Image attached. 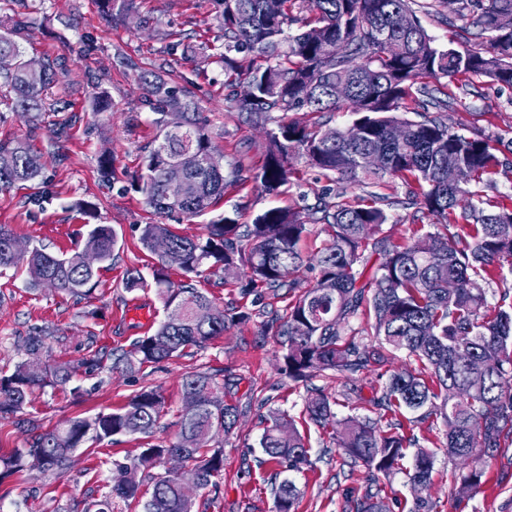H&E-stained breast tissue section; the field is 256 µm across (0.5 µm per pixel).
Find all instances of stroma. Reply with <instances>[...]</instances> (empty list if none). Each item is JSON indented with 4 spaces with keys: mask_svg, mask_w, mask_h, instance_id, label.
<instances>
[{
    "mask_svg": "<svg viewBox=\"0 0 512 512\" xmlns=\"http://www.w3.org/2000/svg\"><path fill=\"white\" fill-rule=\"evenodd\" d=\"M136 6V15L117 22L101 0H0V23L21 18L30 27L24 44L27 56L61 57L69 69L68 84L52 93L57 111L38 118L30 112H8L0 118V140L30 138L32 125L40 124V135L33 141L46 161L38 185L0 191V225H8L23 245L55 254L82 243L94 224L110 225L116 236L112 261L100 265L98 286L86 299L69 298L48 287L29 289L24 267L0 270V374L12 373L27 361L24 341L41 329L56 337L51 351L37 357L43 365H77L95 352L117 351L153 333L167 316L156 290L125 287L128 272L151 277L159 260L141 243L144 225L168 224L177 233L199 236L212 215L235 210L240 223L249 224L272 207L304 212L336 187L333 176L295 158L287 185L276 195L249 181L228 189L209 215L159 214L147 206L132 187L145 172L142 158L157 136L141 71L168 73L190 91L208 119L212 148L225 165L258 170L267 138L262 128L240 120L232 90L224 85L223 64L200 59L203 49L222 42L216 0H136ZM450 89L455 100L441 114L448 125L475 124L512 137V88L475 78L451 84ZM102 90L111 107L97 115L92 100ZM106 157L112 163L105 174L101 162ZM385 192L397 205L393 222L382 226L379 239L389 246L425 242L430 219L401 207L406 193L401 180H390ZM296 278L295 289H279L257 307L238 284L225 281L223 273L203 272L194 279L196 287L218 306L249 312V321L228 326L223 336L204 347L133 373H82L71 383L35 391L22 412L0 422V454L28 447L36 435L67 419L117 410L143 389L160 391L165 407L153 434L78 449L64 476L31 470L1 479L0 512H72L75 506L100 499L109 490L113 460L174 440L183 409L182 379L194 372L223 376L217 396L240 411L234 435L223 441L224 470L218 486L198 491L195 512H274L271 484L276 469L258 462L264 419L274 409L294 420L308 449V465L290 475L300 491L296 512H345L347 500L362 495L372 479L383 487L389 512H412L420 498L432 502L434 512H512V445L479 448L468 460L452 461L441 446L442 420L413 422L373 404L387 375L417 369V361L406 351L385 348L383 364L346 378L327 372L305 383L280 374L287 339L276 335L271 323L286 315L297 294L316 283L310 270ZM312 386L324 389L337 419L370 418L384 430L396 424L401 433L414 437L416 445L406 454L414 456L419 448L433 454L430 484L416 490L405 474L372 477L365 467L351 465L333 440L332 428L319 427L307 416ZM475 466L484 471L480 487L470 496H459L461 474Z\"/></svg>",
    "mask_w": 512,
    "mask_h": 512,
    "instance_id": "obj_1",
    "label": "stroma"
}]
</instances>
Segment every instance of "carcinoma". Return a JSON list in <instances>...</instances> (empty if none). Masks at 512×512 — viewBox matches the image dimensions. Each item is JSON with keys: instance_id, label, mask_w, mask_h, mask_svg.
<instances>
[{"instance_id": "cac0c4a2", "label": "carcinoma", "mask_w": 512, "mask_h": 512, "mask_svg": "<svg viewBox=\"0 0 512 512\" xmlns=\"http://www.w3.org/2000/svg\"><path fill=\"white\" fill-rule=\"evenodd\" d=\"M224 41L205 58H218L228 72L227 85L250 87L242 97L234 93L239 116L248 124L268 128L265 161L246 175L239 167L229 172L209 169L204 158L212 152L207 120L190 93L155 73L143 76L148 103L159 128L154 146L145 156L148 174L136 186L148 205L160 214L178 212L188 216L207 213L228 188L248 180L273 194L288 180L293 157L319 170L332 173L346 184L368 188L385 179L409 178L417 188L406 192L402 206L425 209L436 223L450 229L445 235L428 236L431 251L417 244L384 249L383 260L369 280L359 266L370 234L388 223L386 207L393 201L371 193L351 198L345 192L336 201L315 208L313 221L331 228L329 241L314 257L305 258L298 245L307 231L297 212L274 207L256 216L253 223L238 224L235 214L224 215L207 225L204 237L176 234L166 224H146L142 243L150 248L155 237L168 238L170 253L159 258L152 282L138 272L129 273L125 288L150 284L156 288L168 311L166 320L150 335L136 340L115 358L113 368L134 371L146 363H159L181 354L188 347H201L224 335L230 323H244L247 312L230 314L216 306L190 282H173L168 270L176 266L187 274L200 275L210 268L235 278L240 266L249 269L242 293L260 304L266 291H275L296 281L292 274L306 267L317 271L316 284L304 291L288 308L276 333L288 337L281 372L307 381L321 372L355 374L370 362L384 360L382 346L405 350L416 357L423 370L393 372L374 404L394 413L422 412L439 417L446 426L445 448L450 459L472 456L476 448H499L512 441V303L489 317L484 285L499 281L503 297L512 285L502 276L504 265L512 267V207L492 205L483 188L500 172L512 170V139L483 127L450 128L438 113L448 109V100L436 96L440 89L427 83L446 79L487 77L512 87V32L497 27V17L512 12V0H436L448 18L474 17L479 34L487 36L478 48L460 50L440 45L417 17L416 0H216ZM112 18L124 21L134 10V0H107ZM311 11L307 20L293 10ZM26 24L17 20L0 32V54L12 57V66L0 71V97L20 112H44L48 91L68 76L64 59H44V68L34 74L19 40L26 38ZM404 44L399 55L388 53L386 42ZM250 58L242 67L237 56ZM338 80L349 84L352 101L348 111L356 115L358 140L347 128L336 129V140L325 142L321 128H308L286 119L289 112L328 113L345 108L336 101L331 86ZM415 103L407 107V101ZM437 115H430V109ZM413 110L420 119L404 112ZM181 112L183 127H167L169 112ZM370 152L381 155L383 166L372 170L364 164ZM183 165L187 181L183 191L171 196L163 182L164 169ZM43 156L24 142L0 140V190L19 183H36L42 176ZM16 236L0 225V269L27 265L28 284L37 290L46 278L58 280L62 294L85 299L96 286V269L83 265L81 257L93 251L100 263L112 261L115 235L104 224L95 225L83 245L57 256L34 247L17 260L11 253ZM363 316L362 331L381 340V346L361 350L354 341L349 319ZM53 336L44 332L29 336L27 351L34 355L49 348ZM73 370L65 364L48 366L32 375L27 364L0 375V420L20 412L37 388L67 383ZM219 388L216 376L199 372L186 376L182 395L191 392L200 406L182 413L176 440L153 445L123 460L112 461L110 490L87 504L84 512H112V502L139 499L142 488L152 491L143 512H194L195 497L178 479L151 470L163 456L177 451L185 466L200 471L201 488L218 487L224 469L222 449L212 445L216 436L230 435L239 408L223 401H208L207 394ZM164 408L163 396L142 390L122 408L91 417H76L61 427L38 435L28 448H16L0 456V475L37 469L58 475L69 471L72 454L86 442L101 443L119 435H149L157 427ZM306 412L311 421L325 428L334 418L328 397L318 388L309 390ZM259 440L265 462L299 471L308 463L305 439L294 421L279 410L269 414ZM337 442L345 454L362 463L370 473L392 474L404 468V448L411 439L401 434H383L376 423L348 417L337 423ZM434 457L419 450L409 481L428 484ZM483 470L471 469L461 477L459 494L480 486ZM299 491L291 480L274 490L276 512H295ZM354 512H386L381 489L367 487L354 500Z\"/></svg>"}]
</instances>
